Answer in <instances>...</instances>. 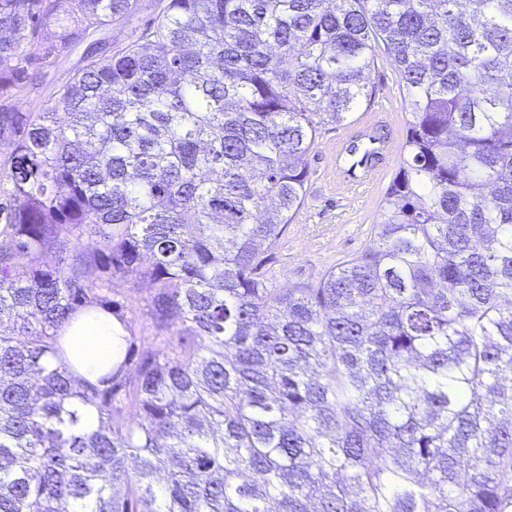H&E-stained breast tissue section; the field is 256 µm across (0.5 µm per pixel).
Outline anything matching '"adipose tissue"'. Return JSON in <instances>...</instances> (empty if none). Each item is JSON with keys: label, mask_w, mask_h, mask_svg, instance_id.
<instances>
[{"label": "adipose tissue", "mask_w": 512, "mask_h": 512, "mask_svg": "<svg viewBox=\"0 0 512 512\" xmlns=\"http://www.w3.org/2000/svg\"><path fill=\"white\" fill-rule=\"evenodd\" d=\"M124 334L119 319L94 311L72 319L61 333V342L77 372L97 386L121 362Z\"/></svg>", "instance_id": "obj_1"}]
</instances>
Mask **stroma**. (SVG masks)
Segmentation results:
<instances>
[{
  "label": "stroma",
  "mask_w": 512,
  "mask_h": 512,
  "mask_svg": "<svg viewBox=\"0 0 512 512\" xmlns=\"http://www.w3.org/2000/svg\"><path fill=\"white\" fill-rule=\"evenodd\" d=\"M82 51V46H70L60 50L54 61L35 65L32 79L16 83L12 89L10 105L21 112L36 111L39 102L48 100L81 66ZM367 83L371 98L364 100L347 122L324 127L308 156L304 203L266 264L274 287L288 289L316 282L331 268L375 243L374 227L380 219V207L401 157L396 154L385 158L380 177L365 192L345 194L339 189L336 147L341 138L362 127L371 111L381 104L386 106L391 121L388 137L395 145H402L409 114L403 109L398 74L384 49H377ZM139 295L140 303L123 305V313L131 321L136 336L133 354L137 357L148 348L167 346L165 337L156 332L146 315L147 290H140Z\"/></svg>",
  "instance_id": "obj_1"
}]
</instances>
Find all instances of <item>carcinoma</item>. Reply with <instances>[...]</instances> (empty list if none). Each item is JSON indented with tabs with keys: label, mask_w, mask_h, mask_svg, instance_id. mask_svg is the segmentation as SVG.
<instances>
[{
	"label": "carcinoma",
	"mask_w": 512,
	"mask_h": 512,
	"mask_svg": "<svg viewBox=\"0 0 512 512\" xmlns=\"http://www.w3.org/2000/svg\"><path fill=\"white\" fill-rule=\"evenodd\" d=\"M136 9L0 0V97ZM380 44L411 120L376 245L282 291ZM2 141L0 512H512V0H159ZM142 285L172 347L99 389L59 332ZM95 247L94 240L87 239L86 237L82 239L80 242L70 241L63 242L55 245V247L48 254V260L52 259H65L66 262H70L72 257L84 250H91Z\"/></svg>",
	"instance_id": "1"
}]
</instances>
